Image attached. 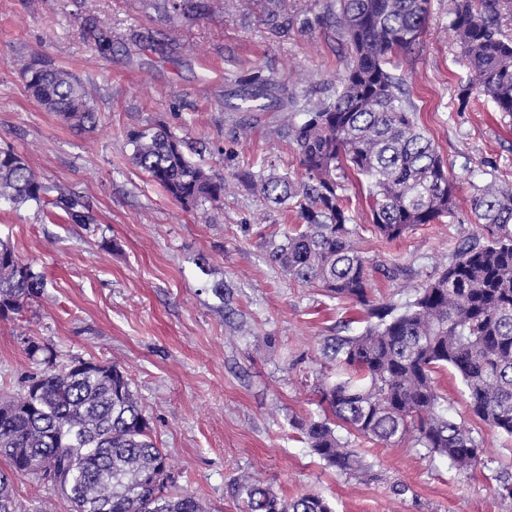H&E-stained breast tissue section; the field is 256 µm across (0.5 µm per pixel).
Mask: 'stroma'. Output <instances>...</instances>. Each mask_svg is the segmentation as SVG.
Instances as JSON below:
<instances>
[{
    "label": "stroma",
    "instance_id": "1",
    "mask_svg": "<svg viewBox=\"0 0 512 512\" xmlns=\"http://www.w3.org/2000/svg\"><path fill=\"white\" fill-rule=\"evenodd\" d=\"M194 2L195 11L175 15L161 0H0V148L82 196L93 218L72 224L58 209H0V237L46 283L21 314L0 319V395L45 371L25 351L30 338L53 351L57 369L79 358L118 363L177 486L205 512H242L232 485L244 472L289 500L319 495L335 512H512V497L498 492L512 481V437L474 416L452 369L435 378L447 415L489 450L476 470L451 468L410 438L384 445L351 435L372 473L346 474L326 467L294 427L321 413L315 385L329 368L325 341L361 333L368 315L270 263V234L296 218L264 205L235 176L267 157L279 174L297 178L301 168L286 142L268 138L272 113L224 104L257 69L275 73L302 102L333 100L351 47L320 21L328 0ZM448 10L449 0H430L404 71L418 122L464 200L490 181L512 182V114L477 91L461 95L468 70ZM41 57L92 84L93 128L73 129L28 96L23 71ZM242 120L251 125L244 137ZM145 125L202 143L204 166L230 180L210 223L130 164L128 135ZM366 194L351 177L349 208L366 257L408 268L374 285L399 312L460 243L484 233L463 209L388 243L374 232ZM398 483L407 487L399 496ZM14 493L27 512H71L50 486L27 478Z\"/></svg>",
    "mask_w": 512,
    "mask_h": 512
}]
</instances>
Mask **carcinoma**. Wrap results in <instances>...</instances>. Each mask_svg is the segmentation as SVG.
Listing matches in <instances>:
<instances>
[{
	"instance_id": "carcinoma-1",
	"label": "carcinoma",
	"mask_w": 512,
	"mask_h": 512,
	"mask_svg": "<svg viewBox=\"0 0 512 512\" xmlns=\"http://www.w3.org/2000/svg\"><path fill=\"white\" fill-rule=\"evenodd\" d=\"M430 0H336L328 14L352 54L331 103L311 108L301 123L289 120L269 137L287 141L301 177L264 175L248 168L237 180L264 201L296 213L301 223L269 239L268 257L286 276L359 306L377 319L358 335L330 338L324 354L336 373L316 390L322 415L295 422L311 452L342 472L368 470L342 441L357 438L415 444L460 471L484 464L488 449L473 431L441 410L434 373L451 368L465 386L473 414L512 437V185L492 181L467 199L485 242L458 246L441 273L415 289L400 313L375 303V278L391 281L398 263H368L357 245L346 204L349 176L367 181L370 217L378 235L394 241L419 224L454 215L457 187L434 142L406 99L404 61L419 44ZM449 30L469 72L468 87L512 114V0H450ZM25 88L44 110L70 127L94 121L91 84L47 60L32 63ZM281 112L296 99L282 82L257 70L247 79L234 112ZM131 164L185 208L224 199L230 183L194 162L197 143L151 125L128 135ZM60 209L72 224L91 220L81 197L43 182L25 157L0 149V206ZM45 287L44 277L0 239V319L18 314ZM139 394L117 364L78 360L32 376L19 394L0 398V512H25L13 494L19 478L35 471L55 476L54 490L72 512H203L198 499L176 489L167 454L157 447ZM243 512H333L318 495L287 500L254 474L235 483Z\"/></svg>"
}]
</instances>
